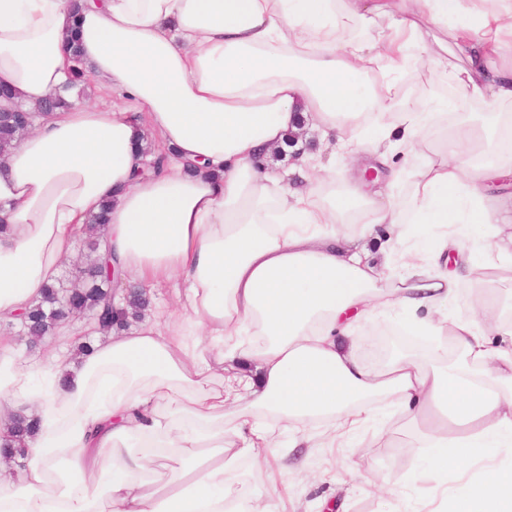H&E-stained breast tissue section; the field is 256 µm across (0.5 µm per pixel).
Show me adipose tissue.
I'll list each match as a JSON object with an SVG mask.
<instances>
[{"label":"adipose tissue","mask_w":512,"mask_h":512,"mask_svg":"<svg viewBox=\"0 0 512 512\" xmlns=\"http://www.w3.org/2000/svg\"><path fill=\"white\" fill-rule=\"evenodd\" d=\"M79 2L0 0V85L34 113L0 154V321L35 304L104 206L100 251L122 281H176L183 305L112 332L69 375L22 367L0 338V435L18 410L40 420L0 512H273L227 475L284 433L304 447L313 421L345 433L379 399L423 428L442 512H512V320L451 313L485 262L512 263V197L487 194L512 179V0ZM381 16L380 44L339 39ZM435 46L494 114L449 131V160L416 150L429 116L396 91L409 49ZM77 64L118 102L42 111ZM311 124L348 187L318 189L305 152L298 184L270 168ZM150 139L167 163L145 177ZM362 153L385 184L354 181ZM409 174L406 205L393 189ZM361 213L392 231L370 251L342 229ZM390 307L434 337L430 359L362 357L356 328Z\"/></svg>","instance_id":"ef3b65f1"}]
</instances>
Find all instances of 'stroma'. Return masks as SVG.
I'll use <instances>...</instances> for the list:
<instances>
[{
  "mask_svg": "<svg viewBox=\"0 0 512 512\" xmlns=\"http://www.w3.org/2000/svg\"><path fill=\"white\" fill-rule=\"evenodd\" d=\"M397 85L401 93L418 102L446 100L448 78L444 69L430 64H416L402 70ZM488 117L480 104H472L465 112L436 109L430 127L423 129L417 144L422 153L438 157L447 153L445 134L461 123L481 125ZM512 292V277L488 280L486 287L463 289L454 308L462 317L483 319L487 295L507 297ZM88 321L72 316L62 321V335L45 339L37 347H29L20 336L17 322H0V337L12 341L21 365L39 366L52 359L74 362L72 335H86ZM381 428L365 426L352 440H337L335 447L324 446L326 424L311 423L305 434L308 445L293 447V434H285L289 444L287 471H280L271 458H245L239 469L230 474L231 484H242L270 501L277 512H322L324 499L337 503L336 512H425V491L432 485L428 465L429 451L419 445V434L407 423L393 404L376 405Z\"/></svg>",
  "mask_w": 512,
  "mask_h": 512,
  "instance_id": "stroma-1",
  "label": "stroma"
}]
</instances>
